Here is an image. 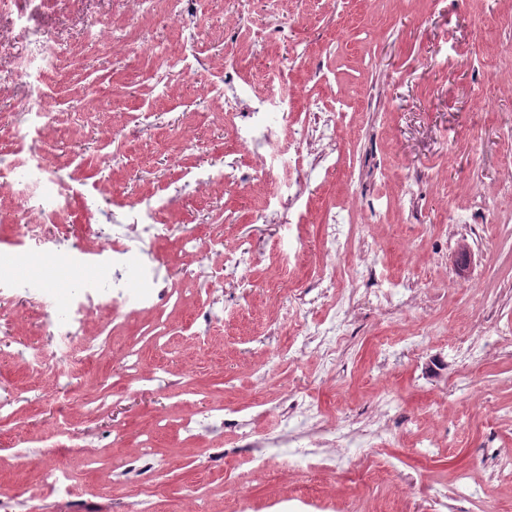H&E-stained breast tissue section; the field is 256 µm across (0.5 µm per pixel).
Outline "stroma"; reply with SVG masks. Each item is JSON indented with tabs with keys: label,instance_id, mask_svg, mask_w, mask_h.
<instances>
[{
	"label": "stroma",
	"instance_id": "1",
	"mask_svg": "<svg viewBox=\"0 0 512 512\" xmlns=\"http://www.w3.org/2000/svg\"><path fill=\"white\" fill-rule=\"evenodd\" d=\"M191 7L200 25L193 37L164 0H146L134 22L122 0H57L45 19L64 48L49 89V147L70 189L57 223L72 225L70 245L92 253L111 233L113 214L151 199L158 223L169 227L154 245L155 263L189 295L180 308L161 309V340L139 315L115 329L109 354L84 366L81 390L60 414L38 396L61 380L24 359L27 347L47 342L40 318L25 300L0 303V397L17 386L30 390L0 422V495L14 512H51L41 477L57 467L71 475L86 512H125L141 491L153 494L157 512H184L188 491L203 485L217 512H233L241 491L266 512L267 503L301 488L338 512L352 499L366 512L382 500L395 512H430L441 490L448 512H512V494L491 503L481 491L495 457L512 452V65L483 68L491 56L512 53V0H253L249 19L238 17L233 0H191ZM89 15L110 17L149 52L114 63L110 39L87 37ZM189 38L212 69L202 77L171 66L157 83L160 58L180 54ZM271 63L289 68L306 96L331 104L341 93L351 105L340 165L301 173L302 252L286 266L269 252L282 218L266 213L249 154L219 117L225 78L251 81L259 93L260 72ZM93 90L99 101H91ZM115 121L135 136L105 142ZM106 152L114 166L102 167ZM227 165L237 167L238 184L197 188L199 170ZM478 189L496 207L477 210ZM329 209L351 219V247L336 268L353 311L323 380L314 350L295 360L286 352L299 323L325 314L312 271L325 256L320 218ZM186 229L254 254L249 295L232 285L211 297L193 294L203 269L181 249ZM351 267L359 270L353 280ZM281 280L307 305L299 321L279 325L273 336L280 297L273 285ZM394 280L413 288L409 309L377 304L375 288ZM204 308L215 312L212 324L198 319ZM473 329L482 334L476 353L454 349L459 333ZM415 334L422 346L406 354L402 339ZM381 336L393 344L383 370L375 349ZM131 349L152 381L115 376L111 391L102 390L111 357ZM463 367L470 380L462 387ZM383 392L392 407L382 420L376 406ZM291 403L317 406L327 423L350 430L384 426L387 443L352 449L332 470L296 453L278 455L254 482L236 428L210 426L189 439L173 421L181 413L201 419L226 404L263 434L278 428L281 406ZM60 419L85 437L95 464L58 447ZM116 429L124 442L113 443ZM12 435L30 456L16 459ZM424 436L439 444L429 457L414 448ZM145 438L172 468L133 483L108 481L113 464ZM381 457L394 471L372 489L366 466ZM464 470L476 488L460 495L452 479Z\"/></svg>",
	"mask_w": 512,
	"mask_h": 512
}]
</instances>
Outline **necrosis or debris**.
<instances>
[{"label":"necrosis or debris","mask_w":512,"mask_h":512,"mask_svg":"<svg viewBox=\"0 0 512 512\" xmlns=\"http://www.w3.org/2000/svg\"><path fill=\"white\" fill-rule=\"evenodd\" d=\"M51 0H0V18L9 22L12 37L18 51L10 66H0V85L25 84L31 89L30 96L17 104L19 115L17 132L30 139L29 152L24 160H8L0 157V191L16 193L23 210V217L12 231L10 251H0V302L25 296L40 312L50 338L48 344L35 349L33 359L37 366L47 369L66 380L69 394L81 389L80 372L85 353H100L107 349V341L80 343V333L98 312L107 311L113 321L122 322L129 316L154 315L159 305L177 297V288L160 278L151 263L154 242L166 235L167 225L156 223L155 206L148 200L131 205L123 214L122 225L116 237L103 240L97 254L101 261V275L81 277L66 291L52 286L49 275L60 269H83V255L49 249L45 246L48 229L46 222L66 206L67 188L55 175L43 133L49 129L48 117L53 102L46 89L55 70L60 51L56 34L49 28L32 26L30 8L33 4H50ZM265 86L262 94H251L248 85L228 83L224 94V119L234 124L238 141L247 147L255 164L257 183L268 187L266 209L276 215L292 209L304 192L298 175L305 141L294 135L283 137L281 122L296 106L316 113V131L320 140L335 144L336 130L347 118L344 96H337L334 105L327 106L319 100H303L302 90L282 67L271 65L262 71ZM324 245L330 261L325 262L317 273L320 296L332 315L314 327L299 329L301 343L291 344L292 354H300L304 345H315L321 360L322 374H329L336 354V346L346 328L343 297L338 293L335 255L348 251L351 240L335 212H326L323 220ZM182 248L195 254L208 273L198 287L202 294L216 288L217 279L236 282L245 287L242 274L252 259L232 247L215 248L201 240L193 231H185ZM39 262L42 273L38 276L17 274L19 262ZM136 267L139 276L136 286H129L126 271ZM234 407L215 409L216 418H230L240 432V439L251 450L248 458L249 472L264 474L269 464L270 449L292 447L300 449L303 456L320 455L325 467L336 464L337 455H348L351 448L361 441L354 432L338 429L325 431L322 437L301 436L295 433V419L318 423L320 411L314 406L301 407L299 411L282 414L283 428L276 434L257 439L249 421L236 417Z\"/></svg>","instance_id":"1"}]
</instances>
